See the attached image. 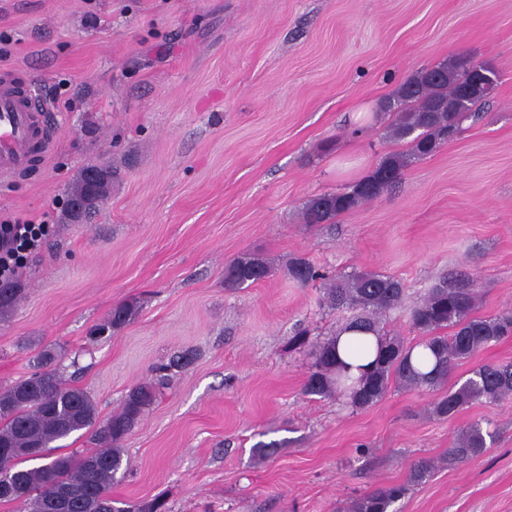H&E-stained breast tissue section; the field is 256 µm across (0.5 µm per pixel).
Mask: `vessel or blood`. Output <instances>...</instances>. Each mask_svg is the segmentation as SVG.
<instances>
[{
  "mask_svg": "<svg viewBox=\"0 0 512 512\" xmlns=\"http://www.w3.org/2000/svg\"><path fill=\"white\" fill-rule=\"evenodd\" d=\"M54 133L46 106L33 95L28 80L0 71V182L13 180L51 149Z\"/></svg>",
  "mask_w": 512,
  "mask_h": 512,
  "instance_id": "obj_1",
  "label": "vessel or blood"
}]
</instances>
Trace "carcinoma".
Wrapping results in <instances>:
<instances>
[{"instance_id": "1", "label": "carcinoma", "mask_w": 512, "mask_h": 512, "mask_svg": "<svg viewBox=\"0 0 512 512\" xmlns=\"http://www.w3.org/2000/svg\"><path fill=\"white\" fill-rule=\"evenodd\" d=\"M500 79L488 63L467 57L439 62L418 71L397 90L385 109L393 120L390 136L407 142L405 154L388 153L364 177L339 192L318 195L305 204L306 224H334L336 218L361 208L399 181L408 164L434 154L461 129L465 118L495 94L497 85H481L484 73ZM112 166L86 167L66 200V212L75 219L96 213L112 183ZM83 205L76 214L74 204ZM288 271L300 282L327 279V275L303 258L291 262ZM271 274L268 262L256 253H245L224 266V287L246 288ZM405 296L402 283L380 272H352L327 284L326 301L336 310L349 312L342 330L372 333L377 337L375 358L358 367L360 383L345 395L356 409L367 408L383 398L391 387L425 390L437 394L435 412L450 417L464 406L495 404L512 398V363L483 364L463 383L449 384L456 364L475 355L490 343L512 336V311L491 316L475 314L477 296L467 275L443 278L409 312L412 328L420 339L414 343L385 329L383 317L399 307ZM452 329L448 336L439 331ZM421 346L433 358L423 370L425 356L413 361L412 351ZM305 392L320 398L344 391L352 366L336 350V337L315 344ZM155 399V386L139 385L124 399L121 408L99 419L89 394L67 387L59 375L58 355L41 354L36 371L0 393V449H38V454L18 453L0 480L27 490L18 499L0 496V502L17 503L20 512H159L161 505L135 508L112 497V484L123 469L125 450L120 443L140 421ZM86 431L97 447L86 452L59 455L44 453L50 444ZM493 433L475 423L454 441L448 454L465 461L483 453ZM47 460L29 468L28 461ZM406 492L401 485L379 487L357 497L351 512H389Z\"/></svg>"}]
</instances>
